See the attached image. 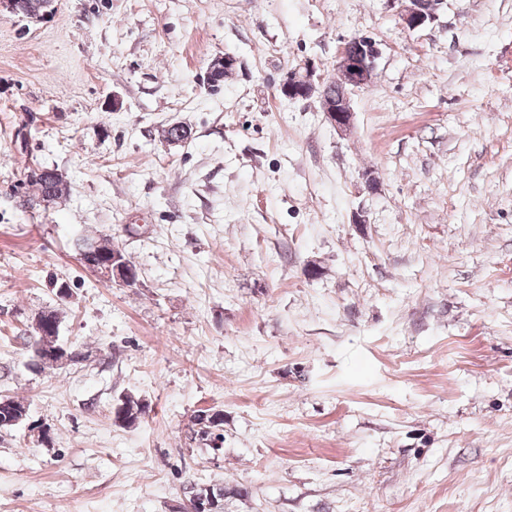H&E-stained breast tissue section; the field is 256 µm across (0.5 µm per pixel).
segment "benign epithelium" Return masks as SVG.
Segmentation results:
<instances>
[{
    "label": "benign epithelium",
    "mask_w": 512,
    "mask_h": 512,
    "mask_svg": "<svg viewBox=\"0 0 512 512\" xmlns=\"http://www.w3.org/2000/svg\"><path fill=\"white\" fill-rule=\"evenodd\" d=\"M55 0H0V8L10 13H21L30 19L42 20L54 11ZM401 19L405 28L414 30L436 18L440 0H399ZM380 54L376 43L367 37H354L341 47L336 72L337 91L330 93L325 89H316L321 83L315 68L306 65L288 73L280 88L281 94L290 100H304L319 93L322 112L326 120L345 133L353 124L352 92L366 87L372 79L376 60ZM236 59L232 56L218 57L209 67L208 80L214 84L224 70L234 67ZM90 269L104 281L119 286L130 287L137 282L138 276L127 271L121 254H112L110 262L102 265L92 264ZM38 338L32 348L39 355L48 348V343L58 341V329L48 327L42 318H36ZM173 512H222L221 503L212 493H203L196 488L190 490L189 499L175 506Z\"/></svg>",
    "instance_id": "benign-epithelium-1"
}]
</instances>
